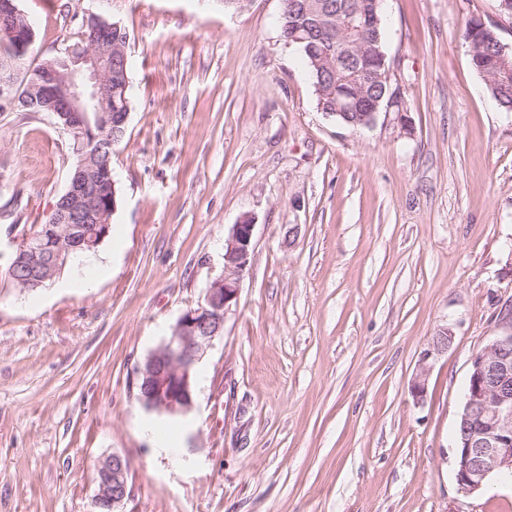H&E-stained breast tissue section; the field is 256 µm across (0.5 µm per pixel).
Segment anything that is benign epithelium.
<instances>
[{"label": "benign epithelium", "instance_id": "1", "mask_svg": "<svg viewBox=\"0 0 512 512\" xmlns=\"http://www.w3.org/2000/svg\"><path fill=\"white\" fill-rule=\"evenodd\" d=\"M86 25L91 33L88 45L67 48L66 62L58 57L44 61L24 92H17L16 54L29 48L34 32L16 0H0V36L9 46V53L0 55V97L10 102H42L43 107L33 111L61 117L63 130L75 140L80 155L66 192L52 208L57 224L104 223L107 212L95 206V201L102 191L103 175L109 172V161L86 153L84 139L95 127L106 129L128 119V113L112 111V74L126 66L125 46L112 47V30L120 23L91 13ZM254 228L248 215L231 225L224 240V274L206 288L204 304L184 313L170 336L136 365L130 392L141 406L180 417L192 411L196 366L213 341L224 335L226 318L237 307L240 282L252 262ZM16 246L21 262L43 269L48 277L57 262L68 259L73 251L91 247L92 240L84 236L56 251L50 245L32 246L27 235L16 241ZM450 342V330H439L422 354V363L436 360ZM470 364L453 456L459 489L476 495L491 480L512 475L511 308L503 309L499 332L472 355ZM128 470L129 461L117 453L99 462L94 509L114 512L130 496Z\"/></svg>", "mask_w": 512, "mask_h": 512}]
</instances>
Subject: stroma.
<instances>
[{
    "instance_id": "obj_1",
    "label": "stroma",
    "mask_w": 512,
    "mask_h": 512,
    "mask_svg": "<svg viewBox=\"0 0 512 512\" xmlns=\"http://www.w3.org/2000/svg\"><path fill=\"white\" fill-rule=\"evenodd\" d=\"M17 5L34 31L17 85L95 12L129 33L131 108L110 234L37 291L5 271L67 188L68 139L50 113L0 109V512H93L114 453L117 512H512V481L465 494L452 457L471 356L512 304V111L462 37L476 16L512 49L498 0H384L405 111L362 129L318 108L282 0ZM245 215L238 305L193 411L158 435L134 368L202 303ZM129 461L122 455L114 453L107 456L97 467V489L93 498V508L108 509L114 512L129 496L127 473ZM95 510V512H97ZM102 510V509H100Z\"/></svg>"
}]
</instances>
